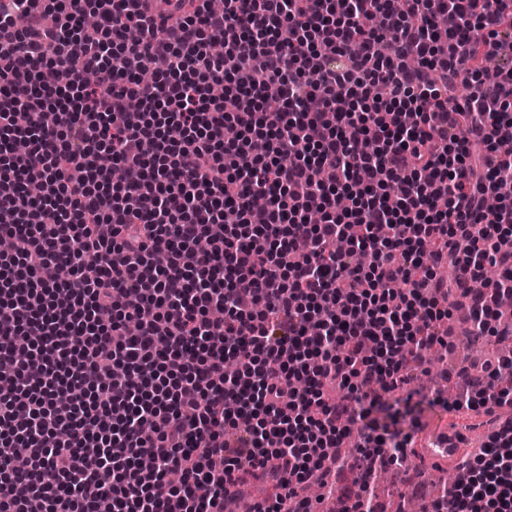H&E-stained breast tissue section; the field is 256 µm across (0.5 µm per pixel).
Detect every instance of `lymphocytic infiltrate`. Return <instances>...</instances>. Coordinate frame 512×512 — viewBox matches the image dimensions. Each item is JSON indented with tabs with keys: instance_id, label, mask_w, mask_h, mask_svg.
I'll use <instances>...</instances> for the list:
<instances>
[{
	"instance_id": "obj_1",
	"label": "lymphocytic infiltrate",
	"mask_w": 512,
	"mask_h": 512,
	"mask_svg": "<svg viewBox=\"0 0 512 512\" xmlns=\"http://www.w3.org/2000/svg\"><path fill=\"white\" fill-rule=\"evenodd\" d=\"M140 2L0 0V512H231L248 474L313 512L346 413L410 443L373 414L450 296L499 333L512 0ZM504 366L448 410L512 408ZM431 509L512 512V420Z\"/></svg>"
}]
</instances>
